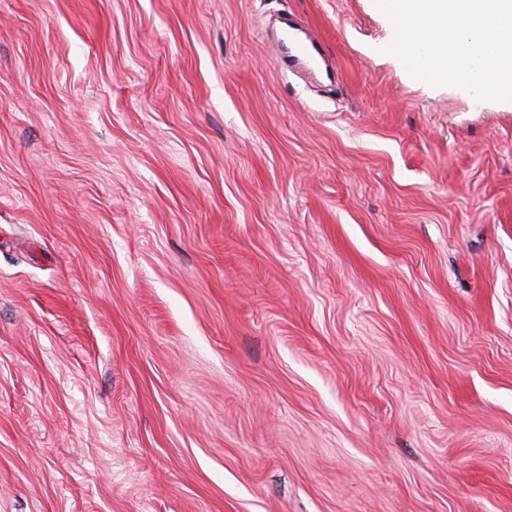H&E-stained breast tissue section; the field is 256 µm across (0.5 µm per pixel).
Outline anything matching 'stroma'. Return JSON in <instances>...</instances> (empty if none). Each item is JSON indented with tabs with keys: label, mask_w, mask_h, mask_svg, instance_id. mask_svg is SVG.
I'll list each match as a JSON object with an SVG mask.
<instances>
[{
	"label": "stroma",
	"mask_w": 512,
	"mask_h": 512,
	"mask_svg": "<svg viewBox=\"0 0 512 512\" xmlns=\"http://www.w3.org/2000/svg\"><path fill=\"white\" fill-rule=\"evenodd\" d=\"M392 37L0 0V512H512V102ZM288 42L291 45L295 55L294 57L300 64L313 70L320 66L321 62L326 63L323 54L317 45L309 39L307 33L300 29L291 28L286 30L283 37L274 44L275 58L278 59L281 47Z\"/></svg>",
	"instance_id": "stroma-1"
}]
</instances>
